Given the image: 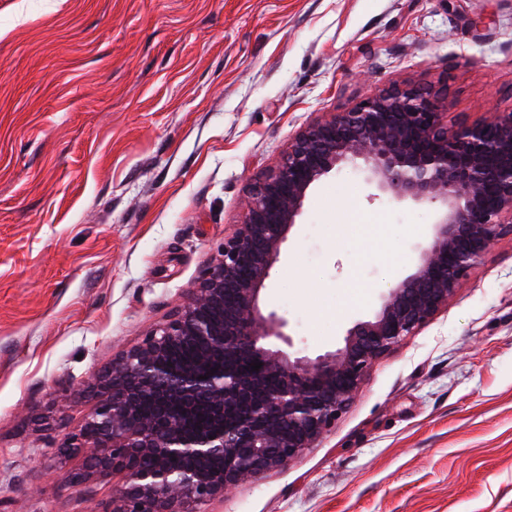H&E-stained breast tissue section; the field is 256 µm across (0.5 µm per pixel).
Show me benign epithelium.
I'll list each match as a JSON object with an SVG mask.
<instances>
[{"instance_id":"obj_1","label":"benign epithelium","mask_w":512,"mask_h":512,"mask_svg":"<svg viewBox=\"0 0 512 512\" xmlns=\"http://www.w3.org/2000/svg\"><path fill=\"white\" fill-rule=\"evenodd\" d=\"M446 107L429 91L394 86L300 130L253 185L244 221L187 302L73 396L94 408L58 451L84 457V481L121 474L112 512H195L288 466L335 426L376 362L448 307L498 237L512 234V112L453 128ZM346 166L374 186L373 199L428 206L432 229L414 272L335 349L312 357L261 292L309 191ZM186 343L203 350L174 370L168 353ZM201 405L210 423L194 429L188 418ZM140 456L150 468L133 464Z\"/></svg>"}]
</instances>
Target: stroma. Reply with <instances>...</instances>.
<instances>
[{
  "label": "stroma",
  "instance_id": "1",
  "mask_svg": "<svg viewBox=\"0 0 512 512\" xmlns=\"http://www.w3.org/2000/svg\"><path fill=\"white\" fill-rule=\"evenodd\" d=\"M512 111V0H0V512H111L66 396L185 303L294 135L374 89ZM343 170L261 294L334 347L413 272L427 207ZM201 512H512V235L288 467Z\"/></svg>",
  "mask_w": 512,
  "mask_h": 512
}]
</instances>
